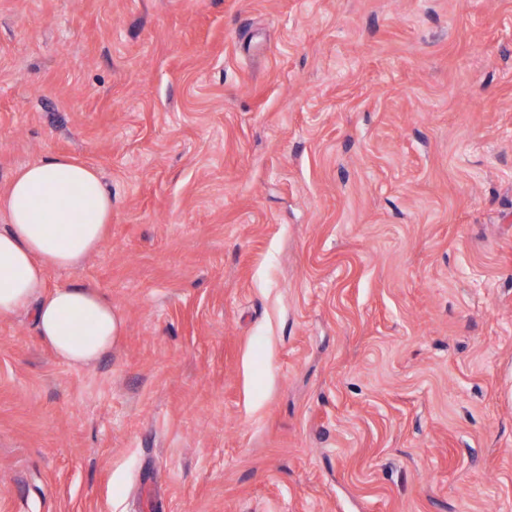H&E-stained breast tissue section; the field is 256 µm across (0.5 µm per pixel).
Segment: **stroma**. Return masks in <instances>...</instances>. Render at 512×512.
<instances>
[{"label":"stroma","instance_id":"35a3bbf8","mask_svg":"<svg viewBox=\"0 0 512 512\" xmlns=\"http://www.w3.org/2000/svg\"><path fill=\"white\" fill-rule=\"evenodd\" d=\"M58 154L122 332L0 316V512H512V0H0Z\"/></svg>","mask_w":512,"mask_h":512}]
</instances>
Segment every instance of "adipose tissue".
Returning <instances> with one entry per match:
<instances>
[{
    "mask_svg": "<svg viewBox=\"0 0 512 512\" xmlns=\"http://www.w3.org/2000/svg\"><path fill=\"white\" fill-rule=\"evenodd\" d=\"M9 224L0 230V316L33 309L40 338L80 367L110 352L119 332L97 289L46 290L50 268L73 269L96 251L112 222V195L92 167L53 155L23 168L0 194Z\"/></svg>",
    "mask_w": 512,
    "mask_h": 512,
    "instance_id": "adipose-tissue-1",
    "label": "adipose tissue"
}]
</instances>
